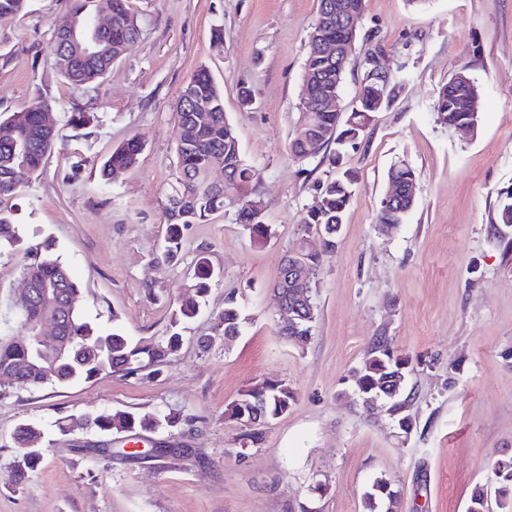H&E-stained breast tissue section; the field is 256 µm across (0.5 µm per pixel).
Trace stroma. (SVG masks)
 Wrapping results in <instances>:
<instances>
[{"label":"stroma","instance_id":"35a3bbf8","mask_svg":"<svg viewBox=\"0 0 512 512\" xmlns=\"http://www.w3.org/2000/svg\"><path fill=\"white\" fill-rule=\"evenodd\" d=\"M71 6L28 0L24 13L0 18V120L44 101L56 118L55 149L13 201L24 244L51 243L83 289L86 319L147 340L165 335L198 253L220 277L159 372L0 388V512H365L363 494L381 477L399 493L395 512H466L493 461L512 455V226L493 224L498 193L512 186V0H365L341 112L352 109L372 50L409 79L343 157L359 179L327 254L304 219L332 169L319 154L302 164L288 155L319 0H130L141 34L87 87L54 67L53 29ZM464 64L480 95L471 135L433 110ZM202 68L259 174L252 188L269 232L255 239L233 212L218 213L185 230L182 259L169 264L161 252L177 173L175 104ZM243 86L254 97L247 111ZM75 110L98 119L83 142L67 123ZM133 137L144 145L137 165L103 185L101 162ZM401 161L416 174L417 197L387 233L376 214ZM305 241L323 254L311 282L319 315L297 347L279 334L272 285L282 255ZM229 299L246 323L227 341L216 325ZM379 336L409 360L407 433L389 401L365 412L353 380ZM264 379L288 381L295 400L248 444L224 410ZM112 410L182 420L136 434L57 429L62 417ZM24 422L41 429L43 459L17 484L8 473ZM318 482L323 491H313Z\"/></svg>","mask_w":512,"mask_h":512}]
</instances>
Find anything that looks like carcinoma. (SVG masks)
<instances>
[{
    "label": "carcinoma",
    "mask_w": 512,
    "mask_h": 512,
    "mask_svg": "<svg viewBox=\"0 0 512 512\" xmlns=\"http://www.w3.org/2000/svg\"><path fill=\"white\" fill-rule=\"evenodd\" d=\"M93 0H73L69 19L83 21L90 25L93 18L89 12ZM139 25L118 23L108 33L112 45L137 39ZM117 57L101 64L74 62L62 77L75 86H87L102 78L112 68ZM366 77L356 107L350 112L352 125L341 126L336 112L321 108L301 109L300 126L311 125L315 130L328 134L323 148L336 145V150L327 156L334 176L319 183L321 207L307 214L305 223L320 224L325 232V249L335 244L336 234L329 229L342 223L345 211L351 201L357 175L350 169H341L342 149L355 144L369 126L373 114L371 102L375 93L382 95L380 109L387 108L395 97L396 88L406 80V75L392 70L385 63H364ZM329 70L324 58L318 55L314 38H309L304 72L317 82H322ZM193 94L211 102L212 111L207 120L198 122L194 112L177 113L179 140L177 143L178 176L171 186L165 207L168 215V236L163 251L167 262L180 257V244L183 231L191 224H200L207 217L226 211L227 195L235 194L240 200L261 201L256 196L252 183L257 178L242 157L238 137L224 113V95L217 87L209 72L202 68L189 80L181 92L180 99ZM478 93L474 83H466L452 77L438 90L433 106L441 123L456 127L457 124L474 119V96ZM96 118L89 112H72L68 122L77 131L75 137L86 139L88 129L94 126ZM6 122L11 124L13 133L9 138H0V204L5 199L20 196L37 177L44 158L51 153L55 144V130L44 125L40 112H14ZM143 150V144L135 137L112 151L99 168L100 177L105 182L118 179L124 172L134 167ZM224 166L233 183L216 185L209 181L211 170ZM236 221L250 234L264 237L268 225L264 217L246 211L235 210ZM495 223L512 224V188L499 192V204ZM22 240L14 224L10 211L0 207V255L23 250L21 273L32 288L31 299L14 317L18 325L17 335H28L27 329L47 318L49 309L39 296L43 287H51L55 292L56 312L61 315L62 336L66 338L64 354L44 365L38 372L27 371V364L42 358L43 346L30 339L14 342L0 335V384L8 383L19 387H39L45 384L66 386L73 382L89 381L103 372L122 377L138 375L147 369L159 371L174 356L183 341L181 329L201 309L202 298L215 277L208 259L200 254L195 262V278L190 292L182 295L172 311L169 334L159 340L133 341L117 329L104 332L86 321L78 309L81 289L72 277L68 267L51 252V246L21 248ZM318 308L311 303L305 310L307 320L299 322L298 328L288 341L297 347L304 346L311 338L313 323ZM219 326L223 334L233 336L241 332L242 318L234 302H228L219 316ZM409 360L393 353L387 338L377 337L371 347V357L355 372V383L361 397L380 394L395 400L403 392ZM295 400V392L284 380L259 381L243 391L240 398L233 401L224 411V417L239 424L250 412L257 410L262 419L270 422L285 413ZM179 416L168 414H139L127 410L106 411L93 416H69L58 422V429L69 432L78 429H97L109 433H134L154 431L166 425L174 427ZM41 438V431L32 424H21L14 434V447L18 455L14 460L9 478L20 481L27 471L33 469L42 456L41 449L32 444ZM493 488L477 486L473 490L467 512H489V500H495L499 512H512V457L498 459L493 464ZM398 492L389 482L380 479L372 489L364 494L367 512H390Z\"/></svg>",
    "instance_id": "1"
}]
</instances>
